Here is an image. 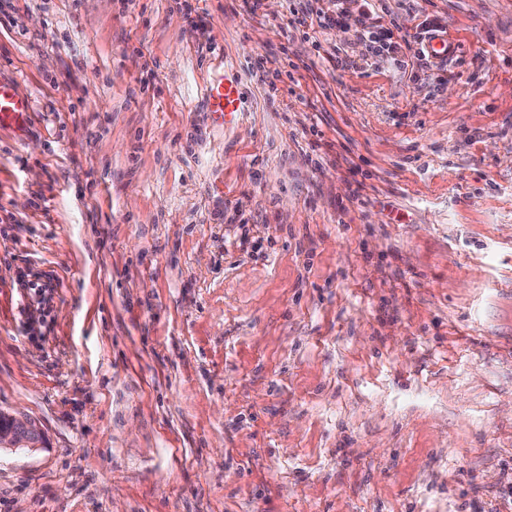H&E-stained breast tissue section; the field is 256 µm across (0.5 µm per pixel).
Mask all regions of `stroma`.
Wrapping results in <instances>:
<instances>
[{"mask_svg":"<svg viewBox=\"0 0 512 512\" xmlns=\"http://www.w3.org/2000/svg\"><path fill=\"white\" fill-rule=\"evenodd\" d=\"M0 0V512H512V0ZM243 111L207 112L208 68ZM333 2V8L330 7L327 11L321 10L316 13V22L321 29L339 27H347L348 16L344 8V0H329ZM421 30L410 36L402 37L401 42L393 40V32L380 25H364L359 33L373 44L375 53L386 55L394 60L405 73L409 69L411 76L417 77V72L427 67H437L431 61L429 53L437 61L448 60V38H436L428 41L439 33L445 32V26L437 18L428 17L421 23ZM426 42L427 49L426 50ZM30 112L29 98L19 93L13 83L0 80V129L23 130ZM45 434L31 419L0 410V449L44 448Z\"/></svg>","mask_w":512,"mask_h":512,"instance_id":"obj_1","label":"stroma"}]
</instances>
